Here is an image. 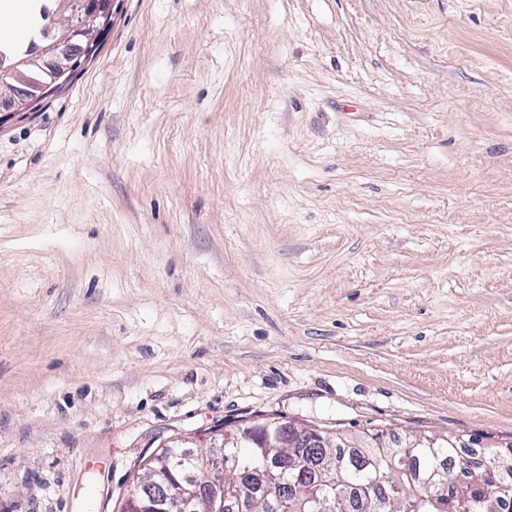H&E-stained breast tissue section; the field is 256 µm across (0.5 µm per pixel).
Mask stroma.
Segmentation results:
<instances>
[{
  "instance_id": "obj_1",
  "label": "stroma",
  "mask_w": 512,
  "mask_h": 512,
  "mask_svg": "<svg viewBox=\"0 0 512 512\" xmlns=\"http://www.w3.org/2000/svg\"><path fill=\"white\" fill-rule=\"evenodd\" d=\"M0 129V512L280 416L512 440V0H116Z\"/></svg>"
}]
</instances>
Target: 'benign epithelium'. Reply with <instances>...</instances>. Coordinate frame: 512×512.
<instances>
[{"label": "benign epithelium", "mask_w": 512, "mask_h": 512, "mask_svg": "<svg viewBox=\"0 0 512 512\" xmlns=\"http://www.w3.org/2000/svg\"><path fill=\"white\" fill-rule=\"evenodd\" d=\"M114 0H55L47 32L32 41L20 56L0 54V125L20 114L54 90L61 83L74 59L81 58L90 48L93 33L100 30L112 17ZM233 438L250 440L263 448H318L325 447L323 430L312 427L287 425L279 421L255 422L238 429ZM196 461L195 469L185 472L168 456L157 452L144 464L154 474L166 471L172 480L163 494L145 499L139 486H131L127 494L128 512H198L205 505V512H241L243 499L224 492V480L213 478L215 474L234 471L231 462L224 458L223 447L202 453L190 449ZM470 460L461 458L448 486V498L463 499L471 491L466 474ZM310 467L299 468V482L282 484L276 478V470L268 468L249 483H261L271 495L274 507L279 510L288 506L309 481ZM493 495L483 498L486 512H501L500 505L512 492V482L501 476L495 482Z\"/></svg>", "instance_id": "1"}]
</instances>
